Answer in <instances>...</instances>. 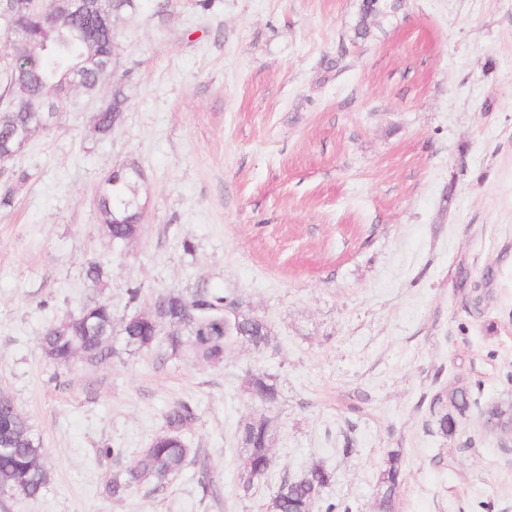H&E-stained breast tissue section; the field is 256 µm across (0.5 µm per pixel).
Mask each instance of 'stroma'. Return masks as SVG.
Listing matches in <instances>:
<instances>
[{"label": "stroma", "mask_w": 512, "mask_h": 512, "mask_svg": "<svg viewBox=\"0 0 512 512\" xmlns=\"http://www.w3.org/2000/svg\"><path fill=\"white\" fill-rule=\"evenodd\" d=\"M360 2L134 0L97 92L74 89L0 164V191L14 189L0 209V393L50 473L9 512H265L282 475L315 460L335 474L322 504L376 512L391 449L395 512H512V450L485 425L512 403V0H396L357 39ZM116 88L126 109L92 142ZM118 166L141 173L123 248L96 201ZM93 262L108 267L98 290ZM202 282L262 318L276 351L161 367L121 349L58 368L39 348L90 296L118 327ZM256 368L274 376L276 408L243 392ZM458 385L477 404L444 436L430 406ZM180 401L215 489L190 465L158 492L107 497L117 466L103 449L137 456ZM248 416L268 419L272 463L246 491L235 430ZM386 467L378 479V512H392L399 492L402 472V455L399 450L387 453Z\"/></svg>", "instance_id": "stroma-1"}]
</instances>
